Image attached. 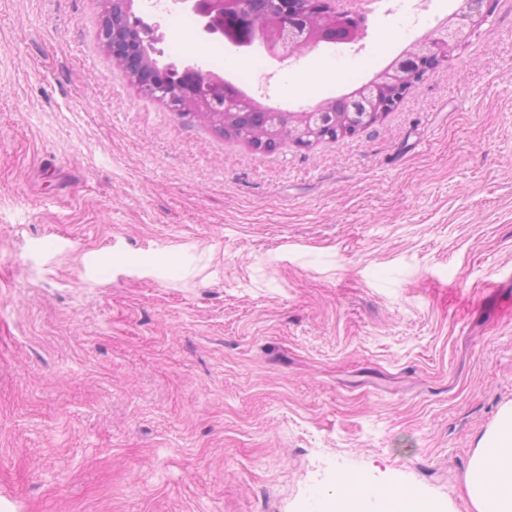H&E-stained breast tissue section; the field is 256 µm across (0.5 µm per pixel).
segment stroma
<instances>
[{"instance_id":"1","label":"stroma","mask_w":512,"mask_h":512,"mask_svg":"<svg viewBox=\"0 0 512 512\" xmlns=\"http://www.w3.org/2000/svg\"><path fill=\"white\" fill-rule=\"evenodd\" d=\"M109 0H0V512H474L512 405V0L373 125L265 151L150 99ZM183 10L156 47L207 63ZM303 112L373 79L224 46ZM102 38L105 45L111 50L115 61H125L126 52L129 51L130 41L124 38L122 32L114 29L111 31L108 25L102 27ZM338 487L336 496L319 495L315 511L364 512L365 505L373 503L381 512H437L406 488L376 485L355 472L341 474Z\"/></svg>"}]
</instances>
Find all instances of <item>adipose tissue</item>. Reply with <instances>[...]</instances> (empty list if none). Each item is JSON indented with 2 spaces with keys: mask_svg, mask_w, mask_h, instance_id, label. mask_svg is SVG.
Wrapping results in <instances>:
<instances>
[{
  "mask_svg": "<svg viewBox=\"0 0 512 512\" xmlns=\"http://www.w3.org/2000/svg\"><path fill=\"white\" fill-rule=\"evenodd\" d=\"M468 495L475 512H512V406L503 407L497 422L481 437L469 463ZM336 495H320L317 512H436L435 507L403 487H386L346 472Z\"/></svg>",
  "mask_w": 512,
  "mask_h": 512,
  "instance_id": "1",
  "label": "adipose tissue"
}]
</instances>
